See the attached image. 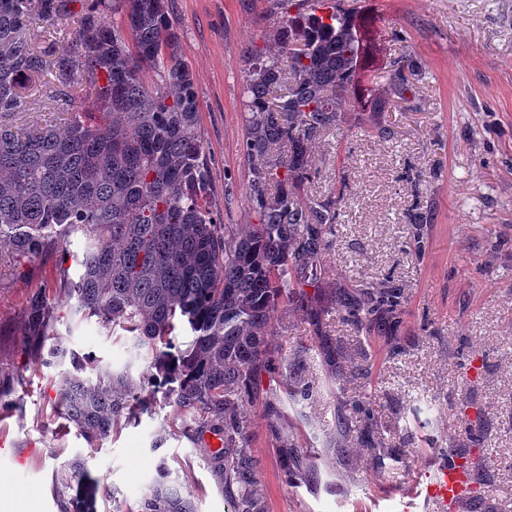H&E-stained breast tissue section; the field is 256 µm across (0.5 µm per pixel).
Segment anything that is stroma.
Masks as SVG:
<instances>
[{"label":"stroma","instance_id":"1","mask_svg":"<svg viewBox=\"0 0 512 512\" xmlns=\"http://www.w3.org/2000/svg\"><path fill=\"white\" fill-rule=\"evenodd\" d=\"M361 4L376 18L379 67L408 56L417 75L408 101L381 93L376 110L349 108L311 145L316 169L306 194L327 200L341 192L345 202L318 285L307 290L321 322L312 325L301 306L276 307L272 364L245 405L266 512H437L417 491L450 455L485 459L456 512H512V0ZM172 11L202 105L214 203L225 223H256L248 197L255 164L242 151L244 57L264 46L279 18L269 0H172ZM416 212L426 224H411ZM55 260L52 252L19 255L0 244V389L20 401L0 417V448L25 460L19 468L0 458V512H59V499L76 495L62 484V469L87 448L51 410L60 370L32 373L21 354L26 298ZM358 284L400 288L398 323L366 335L344 320L334 295ZM57 330L96 365L130 362L126 346L96 323L71 330L61 322ZM325 336L343 364L368 353L370 380L333 379L319 354ZM133 365L140 372L148 362ZM287 366L303 369L307 400L284 401L279 375ZM362 395L385 435L398 414L420 407L431 446L408 437L394 456L377 460L350 407ZM269 401L283 408L272 424L263 415ZM174 415L161 405L95 453L91 512L134 505L162 460L187 471L197 512H229L205 464L212 433L152 450L153 430ZM284 439L305 453L290 479Z\"/></svg>","mask_w":512,"mask_h":512}]
</instances>
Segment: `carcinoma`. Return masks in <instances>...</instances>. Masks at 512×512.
Masks as SVG:
<instances>
[{
    "label": "carcinoma",
    "mask_w": 512,
    "mask_h": 512,
    "mask_svg": "<svg viewBox=\"0 0 512 512\" xmlns=\"http://www.w3.org/2000/svg\"><path fill=\"white\" fill-rule=\"evenodd\" d=\"M169 2L0 0V240L34 256L77 233L86 239L82 254L49 270L23 316L33 371L69 364L53 408L88 453L67 461L62 481L93 497V453L122 422L155 415L160 394L175 418L155 429L153 449L210 429L219 447L207 467L231 512H266L242 403L268 354L271 312L302 302L317 282L344 200L305 195L315 166L309 144L349 104L372 102L382 48L356 0H273L281 25L248 52L243 88L244 154L265 161L249 191L258 223L232 233L213 206L201 104ZM34 17L74 27L62 42L45 39L30 28ZM47 70L63 131L16 127L29 83ZM412 76L403 59L387 71L396 98L406 100ZM78 77L91 112L71 93ZM61 305L68 329L96 319L113 341L130 343L131 361L87 372V356L51 341ZM336 305L369 331L397 319L401 289L364 285L336 293ZM143 349L152 360L135 376ZM280 386L294 403L308 396L297 370H283ZM362 436L369 448L389 445L371 420ZM158 468L136 509L115 512H195L190 482L169 480L163 461Z\"/></svg>",
    "instance_id": "cac0c4a2"
}]
</instances>
